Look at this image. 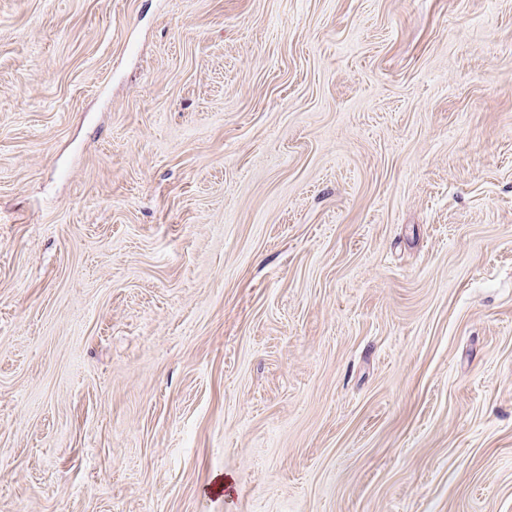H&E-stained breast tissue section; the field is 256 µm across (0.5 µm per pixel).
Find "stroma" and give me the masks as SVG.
Instances as JSON below:
<instances>
[{
    "label": "stroma",
    "instance_id": "35a3bbf8",
    "mask_svg": "<svg viewBox=\"0 0 512 512\" xmlns=\"http://www.w3.org/2000/svg\"><path fill=\"white\" fill-rule=\"evenodd\" d=\"M0 512H512V0H0Z\"/></svg>",
    "mask_w": 512,
    "mask_h": 512
}]
</instances>
